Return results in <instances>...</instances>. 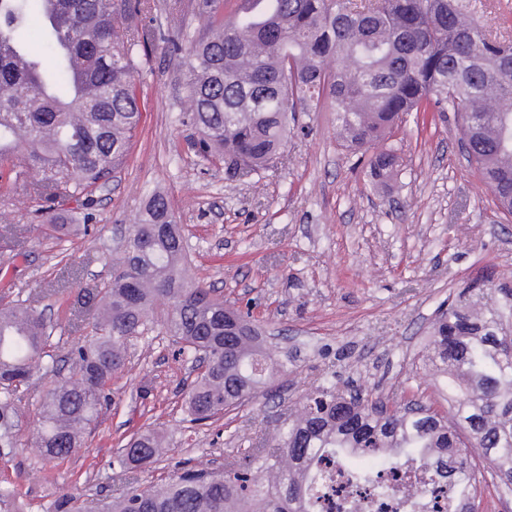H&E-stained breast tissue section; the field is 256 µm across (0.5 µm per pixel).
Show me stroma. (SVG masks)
I'll return each instance as SVG.
<instances>
[{"label":"stroma","instance_id":"obj_1","mask_svg":"<svg viewBox=\"0 0 512 512\" xmlns=\"http://www.w3.org/2000/svg\"><path fill=\"white\" fill-rule=\"evenodd\" d=\"M151 2L162 38L140 65L143 119L127 163L77 206L88 230L68 242L44 234L46 204L29 179L12 182L0 196V304L20 300L44 312L51 345L65 354L91 331L85 295L111 278L130 224L160 192L182 227L192 275L256 319L287 357L288 374L274 397L191 421L192 363L154 329L130 344L110 407L70 457L42 461L36 410H24L17 447L0 448V512H54L69 497L119 495L112 458L145 429L169 444L149 468L154 482L186 461L223 467L327 380L369 396L407 383L445 409L422 362L439 307L473 283L489 288L487 303L512 302V216L498 211L462 154L453 120L409 117L388 140L402 171L381 183L369 175L368 155L338 144L334 113L303 112L277 167L239 176L191 146L186 72L170 45L207 36L197 0Z\"/></svg>","mask_w":512,"mask_h":512}]
</instances>
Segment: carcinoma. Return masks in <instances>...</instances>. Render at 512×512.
Instances as JSON below:
<instances>
[{
    "mask_svg": "<svg viewBox=\"0 0 512 512\" xmlns=\"http://www.w3.org/2000/svg\"><path fill=\"white\" fill-rule=\"evenodd\" d=\"M244 17H217L202 0L209 37L185 51L190 120L198 152L244 176L277 166L290 122L324 106L336 139L369 149L412 113L452 114L468 162L512 214V37L492 35L465 0H254ZM149 0H0V179L28 174L46 202H76L127 161L143 112L136 74L148 48ZM37 28L42 50L24 33ZM393 149L370 160L391 179ZM49 225L57 240L78 224ZM185 239L167 198L150 196L130 226L121 260L99 291L91 334L70 350L68 375L37 398L36 445L47 463L82 445L108 402L112 375L131 342L153 331L152 315L181 355L197 363L186 410L213 419L273 391L287 367L242 313L188 274ZM44 315L19 302L0 307V447H18L15 429L31 399L32 369L58 375ZM425 364L443 378L439 394L463 424L412 397L385 411L329 383L305 397L277 429L274 448L249 446L229 470L185 469L158 485L137 476L165 453L150 431L112 460L132 487L87 501L80 512H322L335 488L326 463L350 464L359 489L379 491L370 458L382 466L418 460L431 484L453 487L454 512H468L489 483L512 492V333L493 306L462 301L442 310ZM489 462L483 472L473 463Z\"/></svg>",
    "mask_w": 512,
    "mask_h": 512,
    "instance_id": "carcinoma-1",
    "label": "carcinoma"
}]
</instances>
